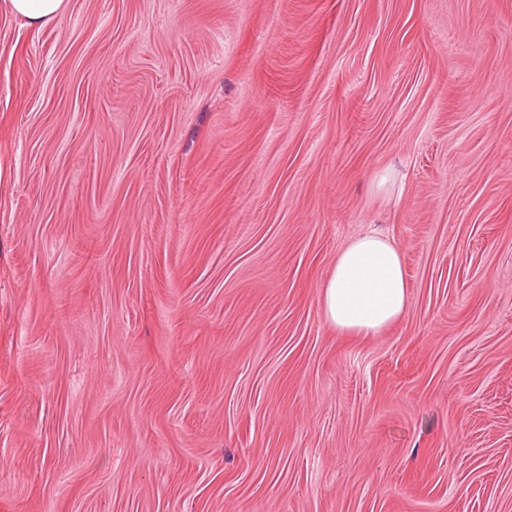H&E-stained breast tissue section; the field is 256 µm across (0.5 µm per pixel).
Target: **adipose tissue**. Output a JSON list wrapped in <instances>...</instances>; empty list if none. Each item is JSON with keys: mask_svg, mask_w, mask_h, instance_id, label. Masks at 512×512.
<instances>
[{"mask_svg": "<svg viewBox=\"0 0 512 512\" xmlns=\"http://www.w3.org/2000/svg\"><path fill=\"white\" fill-rule=\"evenodd\" d=\"M0 7L40 28L60 18L64 0H0ZM319 300L326 322L338 332L380 335L403 317L408 306L399 247L377 233L353 239L337 253L320 285Z\"/></svg>", "mask_w": 512, "mask_h": 512, "instance_id": "obj_1", "label": "adipose tissue"}]
</instances>
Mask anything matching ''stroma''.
Masks as SVG:
<instances>
[{"instance_id": "obj_1", "label": "stroma", "mask_w": 512, "mask_h": 512, "mask_svg": "<svg viewBox=\"0 0 512 512\" xmlns=\"http://www.w3.org/2000/svg\"><path fill=\"white\" fill-rule=\"evenodd\" d=\"M0 512H512V0L0 12ZM319 288L326 322L347 335L378 336L408 306L400 249L378 233L360 235L342 248Z\"/></svg>"}]
</instances>
